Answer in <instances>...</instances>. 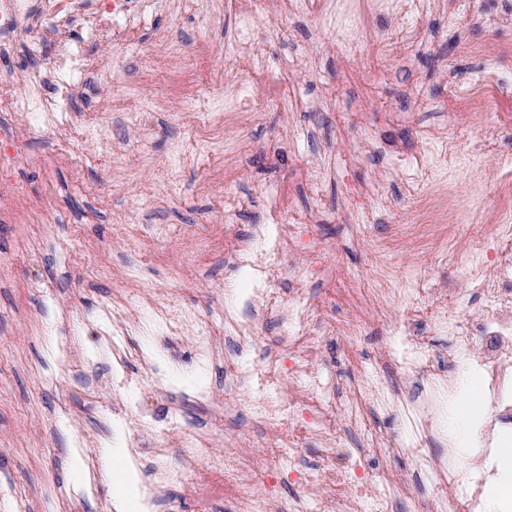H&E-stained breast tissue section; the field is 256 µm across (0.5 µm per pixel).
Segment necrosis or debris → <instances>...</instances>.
<instances>
[{
    "instance_id": "4bbe7bcc",
    "label": "necrosis or debris",
    "mask_w": 512,
    "mask_h": 512,
    "mask_svg": "<svg viewBox=\"0 0 512 512\" xmlns=\"http://www.w3.org/2000/svg\"><path fill=\"white\" fill-rule=\"evenodd\" d=\"M159 12L158 0H0V32H14L22 23L29 29L23 53H37L46 40L54 41L57 46L52 64L29 76L27 92L19 95L13 89H2L0 104L23 113L29 131L49 133L55 141H62L68 125L65 115L74 111L77 91L94 68L84 41L71 36L69 27H79L101 37L110 35L122 45L130 46L141 25ZM460 277L482 288L485 308L475 326L465 327L458 321H449L448 334L460 347L471 345L474 337L483 339L476 367L494 414L484 419L482 426L488 443L498 444L512 437V226L502 225L495 247H488L479 239L470 240L469 258L460 269ZM147 315L156 319L172 343L194 337L195 356L200 360L212 355L213 346L221 337L218 328L183 308L162 304L144 312L119 310L108 302L103 304L100 317L117 324L107 335L113 349H120L126 336L138 328ZM308 317L307 303L298 300L294 308L295 326L288 344L295 350L291 371L300 381L299 389L289 391L280 399H258L255 406L257 415L276 437L277 458L284 469L291 466L292 450L299 446L305 433L312 431L327 437L331 423L328 406L309 394L310 389L319 384L314 361L320 343L308 333ZM403 414L418 437L411 456L415 480L405 483L387 472L383 475L387 489L408 495L413 493L414 483L419 480L447 494L444 503H432L426 512H480L487 477L495 469L489 452L477 455L467 479H460L446 460L429 451L431 426L427 413L407 405ZM133 433L135 437L155 442L145 495L153 512H168L173 498L166 490L170 470L168 450L161 443L162 435L144 420L135 423ZM182 445L185 495H199L206 479L220 476L224 479L223 494L231 505V512H304L313 499L320 503L321 512H359L362 502L359 466L353 456L338 452L333 446H325L323 464L298 469L297 479L303 495L287 508L267 482L253 481L242 469L238 452L214 450L209 434L192 429L184 431Z\"/></svg>"
}]
</instances>
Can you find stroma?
I'll return each instance as SVG.
<instances>
[{
  "label": "stroma",
  "mask_w": 512,
  "mask_h": 512,
  "mask_svg": "<svg viewBox=\"0 0 512 512\" xmlns=\"http://www.w3.org/2000/svg\"><path fill=\"white\" fill-rule=\"evenodd\" d=\"M244 9L254 15V39L229 59L224 49ZM410 25L422 31L421 43L405 38ZM25 38L22 30L0 37L7 52L0 70L35 73L52 57L49 41L37 54L18 53ZM337 44L326 21L285 0H167L141 30L139 47L91 41L112 76L78 97L65 151L53 154L48 137L27 134L20 113L0 109V149L14 157L11 179L0 180V512L25 505L30 512H111L109 485L83 493L73 472L79 458L97 473L103 455L125 447L136 418L116 406L111 351L84 328L105 299L128 308L163 301L220 324L238 317L247 300L268 291L280 297L279 306L257 310L251 346L218 341L203 367L190 344L161 342L152 319L128 337L135 382L127 395L168 421L173 473L182 469L177 436L192 428L209 433L218 451L228 438L250 441L242 466L265 472L257 446L268 434L251 411L254 395L229 384L224 366L288 357L289 310L301 289L314 304L315 368L334 409L336 448L372 462L364 471L366 512H420L419 500L430 495L425 487L411 498L380 495L381 469L412 473L402 414L370 402L357 422L343 413L374 367L398 401L424 390L425 380L399 359L407 339L422 337L456 381L431 393L430 450L467 475L482 434L475 428L458 437L455 412L484 383L473 366L475 347H454L448 322H476L484 308L482 292L462 282L458 269L468 235L495 243L496 210L512 203V183L501 180L504 160L512 159V124L496 123L480 101L459 102L454 93L488 56L512 88V0H424L410 17L385 9L372 15L358 56L342 55ZM143 47L155 49L166 76H190L200 63L213 111L184 107L172 93L158 99L139 69ZM251 68L273 105L239 107ZM128 98L146 106L134 127L114 108ZM217 122L227 129L222 151L193 159V135ZM451 135L457 152L446 155L440 143ZM49 156L46 171L40 162ZM452 192L472 213L468 231L445 207L437 223H421V197L444 200ZM234 193L250 202L229 218L224 198ZM45 208L55 224L39 223ZM277 209L300 226L302 243L325 248L320 274L300 288L292 272L301 251L271 254L263 232ZM237 244L259 261L278 262L274 281L231 271L225 253ZM406 269L421 290L415 312L400 296ZM64 326L73 352L63 366L53 342Z\"/></svg>",
  "instance_id": "stroma-1"
}]
</instances>
